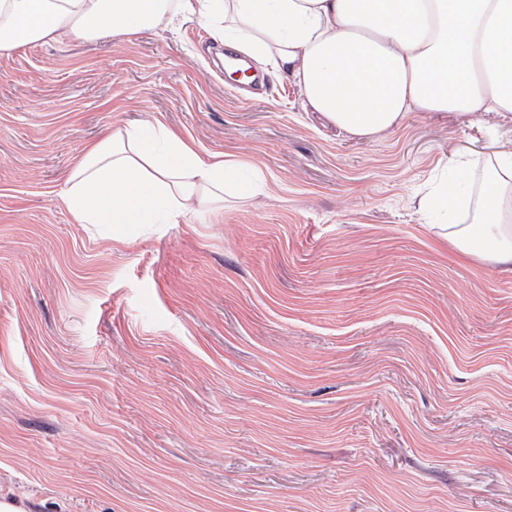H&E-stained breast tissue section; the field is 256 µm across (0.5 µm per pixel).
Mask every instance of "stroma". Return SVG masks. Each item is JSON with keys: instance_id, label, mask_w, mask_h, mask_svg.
I'll return each mask as SVG.
<instances>
[{"instance_id": "obj_1", "label": "stroma", "mask_w": 512, "mask_h": 512, "mask_svg": "<svg viewBox=\"0 0 512 512\" xmlns=\"http://www.w3.org/2000/svg\"><path fill=\"white\" fill-rule=\"evenodd\" d=\"M195 22L0 54V496L33 512H512V274L415 197L512 121L370 138ZM158 121L265 191L79 224L108 129Z\"/></svg>"}]
</instances>
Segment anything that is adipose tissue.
Returning a JSON list of instances; mask_svg holds the SVG:
<instances>
[{
    "mask_svg": "<svg viewBox=\"0 0 512 512\" xmlns=\"http://www.w3.org/2000/svg\"><path fill=\"white\" fill-rule=\"evenodd\" d=\"M176 17L291 80L304 106L352 136L411 112L512 116V0H0V52ZM263 186L261 173L144 122L90 143L60 198L79 224H177L225 192L246 203ZM419 210L448 222L462 254L512 271V151L488 154L477 183H436Z\"/></svg>",
    "mask_w": 512,
    "mask_h": 512,
    "instance_id": "obj_1",
    "label": "adipose tissue"
}]
</instances>
